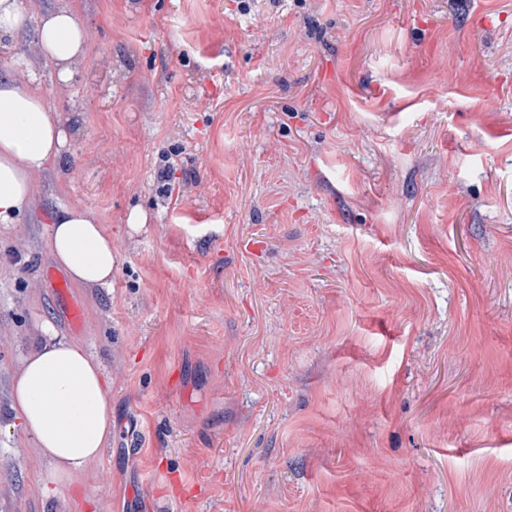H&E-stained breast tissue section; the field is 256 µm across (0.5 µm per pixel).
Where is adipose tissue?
Returning a JSON list of instances; mask_svg holds the SVG:
<instances>
[{"label":"adipose tissue","instance_id":"obj_1","mask_svg":"<svg viewBox=\"0 0 512 512\" xmlns=\"http://www.w3.org/2000/svg\"><path fill=\"white\" fill-rule=\"evenodd\" d=\"M88 43L69 6L42 13L34 52L54 66L60 83L85 62ZM67 141L62 114L47 102L35 73L0 78V224L18 223L31 212L38 178L57 164ZM47 244L75 283L111 287L117 264L112 234L91 208L54 212ZM13 408L46 464L42 478L57 487L78 482L112 439V400L101 362L49 325L14 374Z\"/></svg>","mask_w":512,"mask_h":512}]
</instances>
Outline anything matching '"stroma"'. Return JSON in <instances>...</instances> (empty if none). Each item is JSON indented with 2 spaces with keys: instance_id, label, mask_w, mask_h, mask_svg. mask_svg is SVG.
<instances>
[{
  "instance_id": "1",
  "label": "stroma",
  "mask_w": 512,
  "mask_h": 512,
  "mask_svg": "<svg viewBox=\"0 0 512 512\" xmlns=\"http://www.w3.org/2000/svg\"><path fill=\"white\" fill-rule=\"evenodd\" d=\"M21 4L0 76L30 58L69 146L0 224V512H512V0ZM64 4L62 85L32 47ZM61 205L117 255L79 333ZM47 321L112 398L59 491L11 408ZM88 33L68 5L42 13L36 31L34 52L39 59L55 67L58 81L66 84L85 62ZM52 288L55 297L65 305L66 317L71 329L81 332L84 324V312L79 301L70 291L65 277L61 274L56 275L52 282Z\"/></svg>"
}]
</instances>
